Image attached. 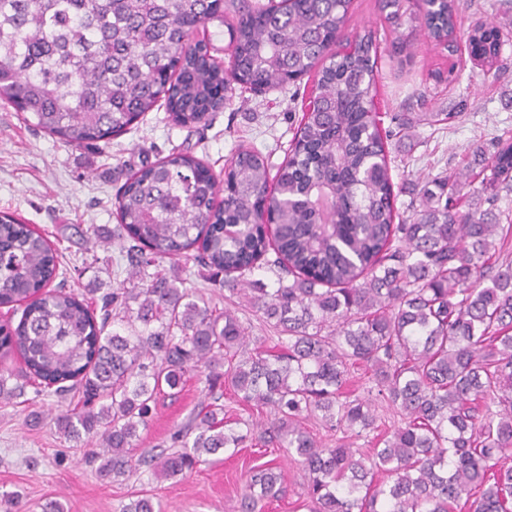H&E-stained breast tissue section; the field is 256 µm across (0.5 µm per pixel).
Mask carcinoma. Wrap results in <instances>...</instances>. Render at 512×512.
Instances as JSON below:
<instances>
[{"label": "carcinoma", "mask_w": 512, "mask_h": 512, "mask_svg": "<svg viewBox=\"0 0 512 512\" xmlns=\"http://www.w3.org/2000/svg\"><path fill=\"white\" fill-rule=\"evenodd\" d=\"M350 3L231 0L226 68L191 40L224 21V0H0V101L75 148L162 104L173 125L196 128L234 83L278 88L319 67V105L276 172L254 148L233 153L222 185L189 151L129 172L112 231L128 274L95 308L51 287L59 262L45 236L0 215V306L20 313L17 325L0 324V356L25 365L18 387L0 374V398L26 384L36 398L78 394L81 407L58 414L57 429L75 446L98 439L90 459L116 479L135 468L137 429L163 388L203 373L209 402L173 433L179 451L141 457L158 478L246 441L220 417L227 384L240 402L270 410L261 437L300 458L310 512H512V223L498 206L512 192V139L482 160L488 208L460 211L466 168L427 181L416 217L395 222L384 137L368 106L374 32L350 54L331 48ZM381 9L444 45L458 5L429 0L408 15L382 0ZM499 41L486 24L469 35L489 65ZM190 256L231 291L239 274L278 269L277 287L247 298L273 322L278 353L250 346L237 309H217L161 269ZM359 367L369 373L363 397L343 392ZM380 401L399 425L370 455L341 439L329 448L301 425L319 414L331 430L375 431ZM283 492L282 475L260 467L242 512Z\"/></svg>", "instance_id": "obj_1"}]
</instances>
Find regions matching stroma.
I'll return each instance as SVG.
<instances>
[{"mask_svg": "<svg viewBox=\"0 0 512 512\" xmlns=\"http://www.w3.org/2000/svg\"><path fill=\"white\" fill-rule=\"evenodd\" d=\"M459 11L461 33L476 24L512 21V0H472ZM378 34L376 101L387 158L397 193L399 219H410L419 199L415 183L457 168L475 148L490 149L512 137V39L500 45L498 61L488 66L469 54L436 47L421 33L398 49L401 34L385 20L379 0H352L343 40L365 31ZM314 74L299 85L255 91L233 86L210 126L180 128L168 123L165 109L149 113L108 145L73 148L25 120L23 113L0 103V213L8 212L44 233L60 259L58 284L77 294L106 289L125 277L113 205L127 167L143 157L159 159L172 150H189L215 176H223L238 147L262 150L271 168L287 155L314 89ZM431 113L429 123L405 128L407 118ZM96 227L103 242L91 248L81 232ZM207 385L190 377L177 394L161 396L145 428L138 451L172 452L170 436L199 411ZM76 397H41L33 403L0 399V512H41L46 500H59L64 512H122L141 494L159 502L162 512H238L252 471L273 464L282 472L285 494L263 504V512H308L306 480L283 449L246 440L227 449L223 459L192 473L154 480L148 467L113 480L86 463L85 451L71 447L54 419L74 408ZM16 493L18 507L5 498Z\"/></svg>", "mask_w": 512, "mask_h": 512, "instance_id": "35a3bbf8", "label": "stroma"}]
</instances>
